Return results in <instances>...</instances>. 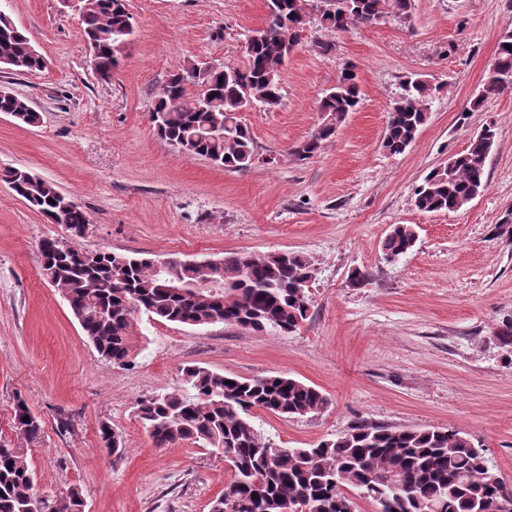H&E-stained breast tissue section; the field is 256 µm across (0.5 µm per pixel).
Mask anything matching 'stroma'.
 <instances>
[{
    "mask_svg": "<svg viewBox=\"0 0 512 512\" xmlns=\"http://www.w3.org/2000/svg\"><path fill=\"white\" fill-rule=\"evenodd\" d=\"M133 36L104 78L77 13L64 0H0L48 61L19 74L0 65V89L40 114L29 126L0 113V172L53 182L86 211L78 246L126 255L220 258L299 251L316 275L299 330L254 332L224 323H142L145 350L120 368L84 336L40 272L38 243L68 240L0 180V438L15 441L14 407L41 421L29 448L37 489L80 486L85 512H209L230 471L186 442L156 447L136 414L141 398L178 388L200 365L241 377L288 375L329 398L320 413L256 412L265 436L291 448L358 424L446 427L482 448L512 488V351L498 340L512 319V93L484 96L512 0H414L411 22L389 16L335 33L309 19L282 70V101L239 113L259 159L234 171L178 153L150 121L169 73L191 60L243 67L244 44L268 0H127ZM351 65L361 104L313 159L292 154L321 121L317 102ZM437 85L426 124L404 152L381 140L405 75ZM496 127L487 189L455 212L425 213L413 193L424 176ZM418 240L386 261L391 225ZM369 272L353 286L352 269ZM121 434L103 452L100 427Z\"/></svg>",
    "mask_w": 512,
    "mask_h": 512,
    "instance_id": "35a3bbf8",
    "label": "stroma"
}]
</instances>
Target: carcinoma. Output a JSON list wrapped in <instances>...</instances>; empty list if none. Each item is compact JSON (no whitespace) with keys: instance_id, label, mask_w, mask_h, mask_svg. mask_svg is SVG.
I'll return each instance as SVG.
<instances>
[{"instance_id":"carcinoma-1","label":"carcinoma","mask_w":512,"mask_h":512,"mask_svg":"<svg viewBox=\"0 0 512 512\" xmlns=\"http://www.w3.org/2000/svg\"><path fill=\"white\" fill-rule=\"evenodd\" d=\"M414 0H270L269 18L245 43L244 68L225 66L193 76L197 62L176 68L160 89L150 113L156 136L178 152L201 157L228 170L253 164L256 148L249 129L238 123L212 129L259 102L268 108L280 104L282 69L288 58L284 38L299 37L311 13L320 28L343 32L368 26L390 14L410 19ZM94 65L112 74L125 48L123 38L132 29L126 0H84L80 14ZM0 63L20 73L42 70L30 38L12 18L0 14ZM214 101L198 108L199 96H190L191 80ZM390 107L382 147L403 153L426 123L434 88L405 77ZM512 92V31L498 40L497 56L489 80L472 105L477 108L489 94ZM360 103L354 71L345 67L336 84L318 100L321 123L292 155L310 160L333 139L349 113ZM27 101L0 92V112L22 114V123L34 125L36 112ZM494 125L485 126L468 147L431 169L414 190L415 207L427 213L458 211L485 191L486 161L495 142ZM0 178L29 206L84 235L89 219L80 205H66L68 197L53 183L32 174L15 177L9 169ZM412 224H393L382 250L393 262L415 246ZM41 275L65 297L72 315L101 356L118 366H130L142 351L141 316L158 322L188 326L217 323L262 332L268 328L290 334L309 312V288L315 278L313 260L294 251L229 253L214 261L168 257L165 270L150 257L89 252L70 244L61 252L57 240L38 244ZM186 283L220 280L213 295H195L173 288L170 279ZM328 398L316 387L288 376L240 377L189 365L182 369V385L168 393L137 403L139 420L159 448L184 442L222 449L231 463V476L211 504L210 512H284L304 503L309 512H346L350 487L366 498L391 501L389 512H476L488 509L500 497L503 484L488 464L483 449L447 428H398L360 424L311 448H285L270 441L253 423L257 410L285 418L317 414ZM18 443L0 442V512H84L82 489L72 486L61 496L35 489L27 448L40 442L42 428L24 401L15 406ZM103 447L121 454L122 440L106 423L100 427ZM400 476L408 489L393 486Z\"/></svg>"}]
</instances>
